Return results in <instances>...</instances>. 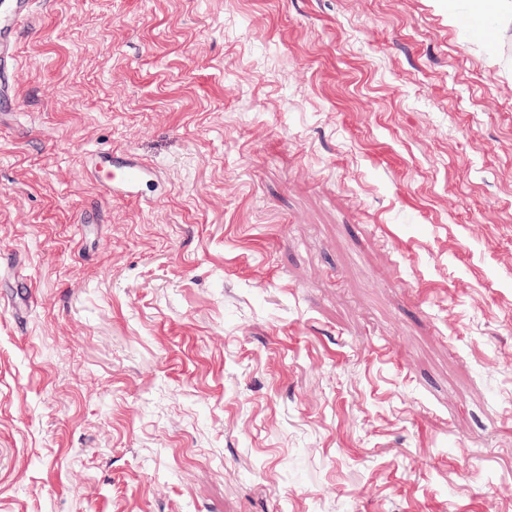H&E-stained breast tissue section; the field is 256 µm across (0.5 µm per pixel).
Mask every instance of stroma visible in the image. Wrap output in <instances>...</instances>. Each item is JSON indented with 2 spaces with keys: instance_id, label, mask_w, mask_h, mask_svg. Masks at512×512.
I'll return each instance as SVG.
<instances>
[{
  "instance_id": "1",
  "label": "stroma",
  "mask_w": 512,
  "mask_h": 512,
  "mask_svg": "<svg viewBox=\"0 0 512 512\" xmlns=\"http://www.w3.org/2000/svg\"><path fill=\"white\" fill-rule=\"evenodd\" d=\"M0 94V512H512L511 15L38 0ZM88 164L97 174L105 175L103 186L111 196L128 201H142L144 189L161 179L158 167L128 149L90 151Z\"/></svg>"
}]
</instances>
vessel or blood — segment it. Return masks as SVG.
<instances>
[{"instance_id":"1","label":"vessel or blood","mask_w":512,"mask_h":512,"mask_svg":"<svg viewBox=\"0 0 512 512\" xmlns=\"http://www.w3.org/2000/svg\"><path fill=\"white\" fill-rule=\"evenodd\" d=\"M34 10L35 0H0V58L16 56L18 31ZM88 164L90 169L104 175V187L111 196L128 201H142L145 188L161 178L158 167L128 149L89 152Z\"/></svg>"}]
</instances>
